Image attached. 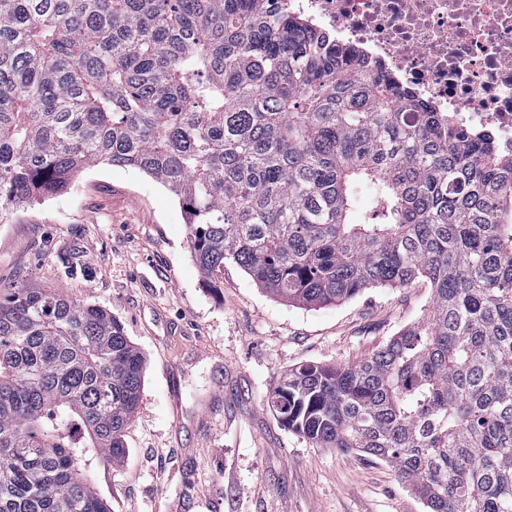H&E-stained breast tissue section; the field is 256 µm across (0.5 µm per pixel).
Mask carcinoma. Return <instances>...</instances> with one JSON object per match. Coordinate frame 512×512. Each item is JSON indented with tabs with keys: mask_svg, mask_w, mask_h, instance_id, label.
<instances>
[{
	"mask_svg": "<svg viewBox=\"0 0 512 512\" xmlns=\"http://www.w3.org/2000/svg\"><path fill=\"white\" fill-rule=\"evenodd\" d=\"M262 2L0 0V223L109 164L187 208L212 288L228 260L304 305L426 279L429 321L267 403L427 512H512V152ZM144 371L106 310L0 293V512H108L86 462L124 456Z\"/></svg>",
	"mask_w": 512,
	"mask_h": 512,
	"instance_id": "carcinoma-1",
	"label": "carcinoma"
}]
</instances>
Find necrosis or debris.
I'll use <instances>...</instances> for the list:
<instances>
[{
  "instance_id": "4bbe7bcc",
  "label": "necrosis or debris",
  "mask_w": 512,
  "mask_h": 512,
  "mask_svg": "<svg viewBox=\"0 0 512 512\" xmlns=\"http://www.w3.org/2000/svg\"><path fill=\"white\" fill-rule=\"evenodd\" d=\"M431 111L512 150V0H283Z\"/></svg>"
}]
</instances>
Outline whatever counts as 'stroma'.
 Returning a JSON list of instances; mask_svg holds the SVG:
<instances>
[{"mask_svg":"<svg viewBox=\"0 0 512 512\" xmlns=\"http://www.w3.org/2000/svg\"><path fill=\"white\" fill-rule=\"evenodd\" d=\"M188 237L171 192L108 164L0 224V292L99 306L144 355L124 459L90 469L109 512H426L387 463L313 447L266 399L288 369L356 363L426 320L429 282L303 306L228 261L213 291Z\"/></svg>","mask_w":512,"mask_h":512,"instance_id":"stroma-1","label":"stroma"}]
</instances>
